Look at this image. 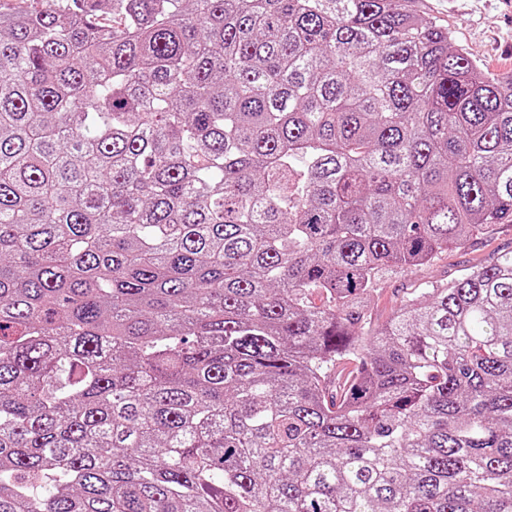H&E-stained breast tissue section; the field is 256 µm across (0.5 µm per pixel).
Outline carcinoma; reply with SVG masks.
<instances>
[{"label":"carcinoma","instance_id":"carcinoma-1","mask_svg":"<svg viewBox=\"0 0 512 512\" xmlns=\"http://www.w3.org/2000/svg\"><path fill=\"white\" fill-rule=\"evenodd\" d=\"M511 223L425 0H0V512H512ZM510 250L512 223L499 224L488 234L471 237L463 245L448 249L428 266L382 279L368 302L370 326L376 328L385 324L403 300L412 294L420 295L422 288H428L431 283L460 278L474 267L488 265L499 253Z\"/></svg>","mask_w":512,"mask_h":512}]
</instances>
